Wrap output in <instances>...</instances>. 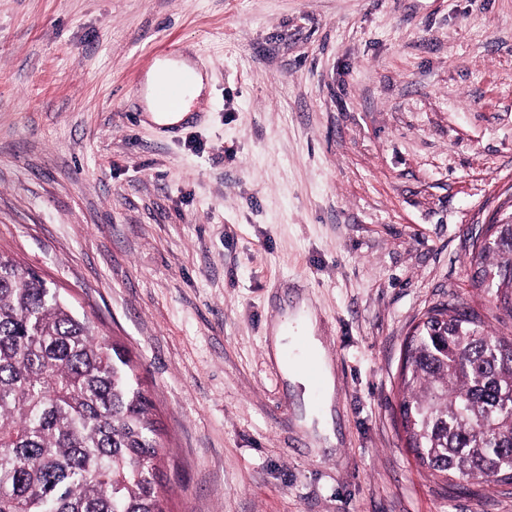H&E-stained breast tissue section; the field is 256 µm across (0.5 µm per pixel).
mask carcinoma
Masks as SVG:
<instances>
[{"mask_svg": "<svg viewBox=\"0 0 512 512\" xmlns=\"http://www.w3.org/2000/svg\"><path fill=\"white\" fill-rule=\"evenodd\" d=\"M472 286L512 304V224L472 254ZM400 424L451 486L512 473V337L471 307L409 337ZM153 402L130 360L35 271L0 255V512H166Z\"/></svg>", "mask_w": 512, "mask_h": 512, "instance_id": "cac0c4a2", "label": "carcinoma"}]
</instances>
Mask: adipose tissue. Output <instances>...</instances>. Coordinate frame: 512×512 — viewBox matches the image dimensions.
Returning a JSON list of instances; mask_svg holds the SVG:
<instances>
[{
	"instance_id": "obj_1",
	"label": "adipose tissue",
	"mask_w": 512,
	"mask_h": 512,
	"mask_svg": "<svg viewBox=\"0 0 512 512\" xmlns=\"http://www.w3.org/2000/svg\"><path fill=\"white\" fill-rule=\"evenodd\" d=\"M191 78L193 96H200L205 88V77L197 65L189 58L162 59L150 70L146 80L144 95L145 110L150 118L162 125H175L187 120L190 104L177 108L164 106L156 96V88L164 82H176L182 78ZM317 317L309 300L300 303L289 312L287 321L274 324L271 329L272 354L276 363L284 361V352L289 344H302L316 370L315 376H308L301 365L286 366L284 374L294 395L303 400V413L300 422L305 426L315 448L327 447L335 443L331 408L336 390L333 363L320 339L315 334ZM322 387V405L314 407L309 403V391L312 382Z\"/></svg>"
}]
</instances>
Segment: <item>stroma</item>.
Instances as JSON below:
<instances>
[{"mask_svg":"<svg viewBox=\"0 0 512 512\" xmlns=\"http://www.w3.org/2000/svg\"><path fill=\"white\" fill-rule=\"evenodd\" d=\"M201 63L176 129L152 54ZM512 213V0H0V252L125 350L168 512H512L420 467L395 416L412 326L464 304ZM309 299L336 369L313 452L266 336ZM184 77L192 79V96H200L206 89L205 77L197 65L187 57L178 59H162L157 61L150 70L146 80L144 95V112L150 118L162 125H176L188 119L191 112V102L186 101L180 107L169 108L164 106L156 96V87L164 82H178Z\"/></svg>","mask_w":512,"mask_h":512,"instance_id":"1","label":"stroma"}]
</instances>
